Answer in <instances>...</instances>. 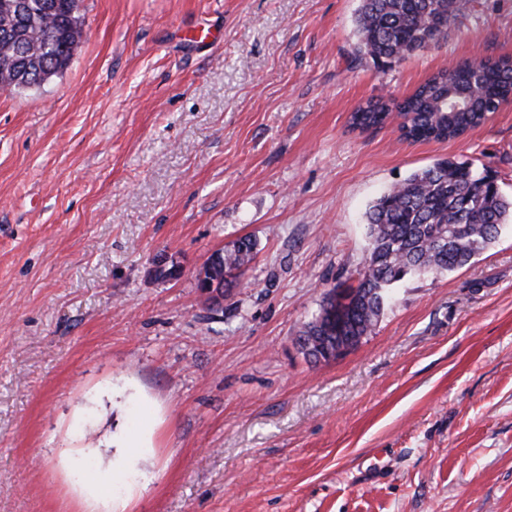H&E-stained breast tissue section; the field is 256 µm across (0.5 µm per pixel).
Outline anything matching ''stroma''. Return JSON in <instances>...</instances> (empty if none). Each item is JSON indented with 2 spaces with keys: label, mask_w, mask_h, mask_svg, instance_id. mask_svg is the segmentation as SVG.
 Here are the masks:
<instances>
[{
  "label": "stroma",
  "mask_w": 512,
  "mask_h": 512,
  "mask_svg": "<svg viewBox=\"0 0 512 512\" xmlns=\"http://www.w3.org/2000/svg\"><path fill=\"white\" fill-rule=\"evenodd\" d=\"M359 5L83 0L69 67L0 92V512H86L144 429L107 488L126 512H512V230L407 278L342 356L296 342L356 285L389 186L455 159L512 194V103L454 141L349 123L512 57V0H463L446 44L388 62L357 53ZM245 236L212 312L196 275Z\"/></svg>",
  "instance_id": "35a3bbf8"
}]
</instances>
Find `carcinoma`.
<instances>
[{"label": "carcinoma", "mask_w": 512, "mask_h": 512, "mask_svg": "<svg viewBox=\"0 0 512 512\" xmlns=\"http://www.w3.org/2000/svg\"><path fill=\"white\" fill-rule=\"evenodd\" d=\"M18 0H0V83L25 88L47 69L65 70L84 36L83 0H56L22 15ZM462 0H360L356 16L357 51L376 60H402L448 41V27ZM57 39L56 55L38 52L44 37ZM480 83L465 62L428 77L400 102H370L351 114V125L369 129L399 118L402 136L413 141H451L487 120L512 96V59L482 65ZM512 225V196L493 177L467 161L440 160L415 171L374 200L366 212L368 254L350 287L354 306L344 318L318 317L299 336H313L308 353L327 360L336 337L370 335L398 283L411 276H440L472 264ZM255 243L240 238L224 247V291L253 260Z\"/></svg>", "instance_id": "1"}]
</instances>
